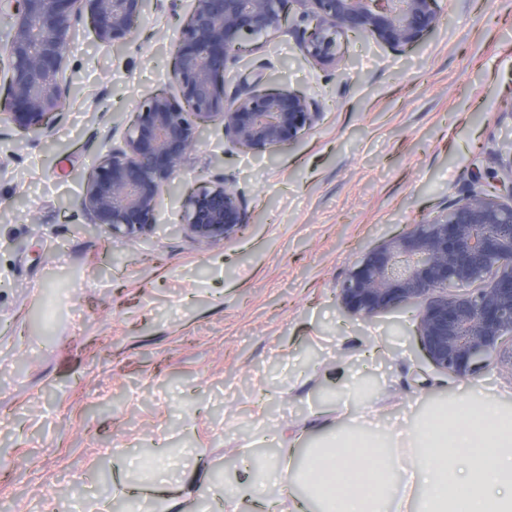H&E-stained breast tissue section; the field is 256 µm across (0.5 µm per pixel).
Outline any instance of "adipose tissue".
Instances as JSON below:
<instances>
[{"label":"adipose tissue","mask_w":512,"mask_h":512,"mask_svg":"<svg viewBox=\"0 0 512 512\" xmlns=\"http://www.w3.org/2000/svg\"><path fill=\"white\" fill-rule=\"evenodd\" d=\"M407 453L388 432H336L293 468L279 494L303 490L301 512H406L398 491L421 488L417 512H512V413L468 397L438 407L407 434Z\"/></svg>","instance_id":"adipose-tissue-1"}]
</instances>
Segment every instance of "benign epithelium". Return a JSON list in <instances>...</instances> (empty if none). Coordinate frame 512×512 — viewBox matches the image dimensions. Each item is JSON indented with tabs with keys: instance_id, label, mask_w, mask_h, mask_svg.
Here are the masks:
<instances>
[{
	"instance_id": "1",
	"label": "benign epithelium",
	"mask_w": 512,
	"mask_h": 512,
	"mask_svg": "<svg viewBox=\"0 0 512 512\" xmlns=\"http://www.w3.org/2000/svg\"><path fill=\"white\" fill-rule=\"evenodd\" d=\"M148 0H0V116L38 138L63 111L65 59L84 19L97 43L118 53L134 39ZM298 14L300 52L337 66L338 40L361 35L397 51L414 48L442 24L439 0H194L170 43V75L180 100L159 90L129 114L123 142L107 151L78 200L91 224L138 239L164 191L206 127L257 155L291 144L319 120V101L269 88L261 74L229 96L226 82L248 44L289 28ZM504 170L480 173L484 188L445 215L410 225L364 255L339 289L342 305L371 317L393 305H419L416 337L426 357L466 375L493 357L512 372V149ZM247 223L246 202L221 178L184 196L182 227L201 244L232 236Z\"/></svg>"
}]
</instances>
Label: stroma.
Returning <instances> with one entry per match:
<instances>
[{"instance_id": "obj_1", "label": "stroma", "mask_w": 512, "mask_h": 512, "mask_svg": "<svg viewBox=\"0 0 512 512\" xmlns=\"http://www.w3.org/2000/svg\"><path fill=\"white\" fill-rule=\"evenodd\" d=\"M193 0H163L120 56L85 22L67 50L79 88L38 139L0 127V499L11 512H225L247 457L385 429L467 391L512 411V373L429 361L405 302L367 319L339 288L363 254L442 215L512 141V0H441V27L395 51L340 40L349 72L294 33L239 65L314 95L321 118L263 155L210 125L140 240L86 229L76 201L124 119L176 93L168 44ZM235 181L248 222L207 245L180 227V193ZM350 407L336 411L337 399Z\"/></svg>"}]
</instances>
